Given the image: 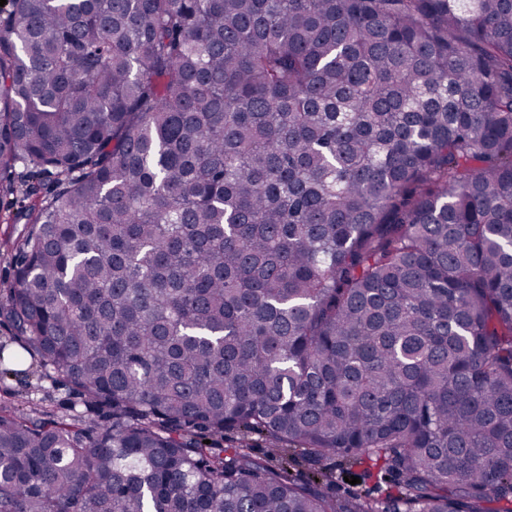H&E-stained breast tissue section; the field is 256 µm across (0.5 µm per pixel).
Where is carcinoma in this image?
Listing matches in <instances>:
<instances>
[{"mask_svg":"<svg viewBox=\"0 0 512 512\" xmlns=\"http://www.w3.org/2000/svg\"><path fill=\"white\" fill-rule=\"evenodd\" d=\"M19 167L0 512H512V0H8ZM9 337L10 332L0 326V346L5 347L2 369L14 370L9 374L0 373V410L14 407L26 410L30 401L68 420L85 411L79 396L67 387L57 386L37 362L28 358L21 365L11 363L8 358L18 350V346L11 343ZM356 473H359V468L354 467L351 469L349 473H342L339 474V470L337 471V479H336V486L333 488V492H336V494H344L347 490H354L361 492L362 494L367 493L371 495L372 497H377L381 494V490L386 487V484L384 481L381 483H377L379 479L371 478V479H365L363 480L360 478L361 483L351 485L349 482L344 481V476H348L349 481L350 476L354 475L357 476ZM358 477V476H357Z\"/></svg>","mask_w":512,"mask_h":512,"instance_id":"carcinoma-1","label":"carcinoma"}]
</instances>
